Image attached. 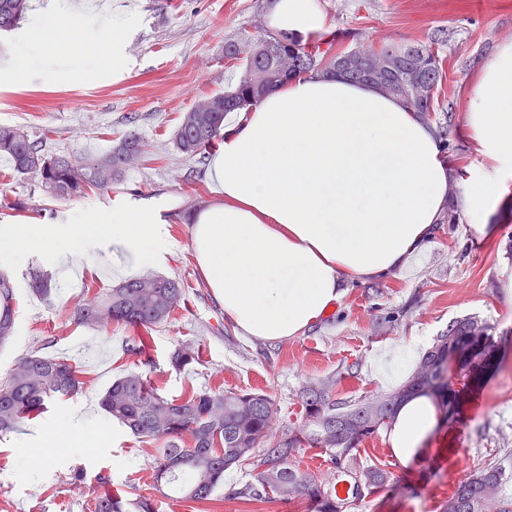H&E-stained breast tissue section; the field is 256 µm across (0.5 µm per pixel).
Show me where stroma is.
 <instances>
[{"label": "stroma", "mask_w": 512, "mask_h": 512, "mask_svg": "<svg viewBox=\"0 0 512 512\" xmlns=\"http://www.w3.org/2000/svg\"><path fill=\"white\" fill-rule=\"evenodd\" d=\"M126 6L120 68L104 52L91 76L72 70L92 47L73 40L58 45L46 69L34 70L16 85L0 84V125L23 126L46 151L92 156L115 145L129 131L146 141V167L130 169L110 191H92L72 200H52L30 177L17 175L0 155V226L65 224L78 209L108 212L132 203L161 210L169 250L155 272L180 279L183 300L163 325L136 330L116 325L97 331L74 323L69 313L79 301L118 284L111 260L77 254L75 270L62 275L47 253L35 251L22 263L0 256L17 292L13 340L0 348V380L16 361L35 351L79 364L84 386L77 396L49 404L18 431L0 436V512H92L101 491L128 499H157L160 512H309L305 502L276 498L245 501L231 491L252 478L232 468L224 487L206 507L161 498L153 486L147 445L107 418L101 393L124 370L151 375L160 394L176 398L187 390L221 388L262 391L274 401V428L303 420V387L337 379L335 398L361 399L386 391L372 368L373 357L402 343L428 348L450 322L475 317L487 322L494 355L484 374L464 392L460 423L437 425L427 452L408 466L395 459L386 431L363 442L361 457L391 474L378 495L353 501L346 512H441L443 501L474 469L512 449V298L501 285L512 269V207L498 208L490 221L494 238L478 236L465 215L437 225L427 253L408 274L350 285L331 313L301 336L277 342L241 336L224 318L198 273L189 249L187 212L218 202L205 164L177 151L173 134L182 112L198 95L235 85L238 69L224 59V43L266 23L270 0H118ZM330 30L344 33L340 48L356 40L439 43L446 79L440 101L453 104L455 149L449 160L478 172L486 164L469 138L463 112L479 66L512 40V0H317ZM53 277L56 289L41 299L28 285L30 268ZM143 345L141 354L129 344ZM194 345L199 361L178 371L170 355ZM82 417L84 427L64 435L52 428L65 413Z\"/></svg>", "instance_id": "obj_1"}]
</instances>
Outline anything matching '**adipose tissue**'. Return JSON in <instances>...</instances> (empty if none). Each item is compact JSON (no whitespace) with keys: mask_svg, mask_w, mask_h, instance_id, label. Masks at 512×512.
I'll list each match as a JSON object with an SVG mask.
<instances>
[{"mask_svg":"<svg viewBox=\"0 0 512 512\" xmlns=\"http://www.w3.org/2000/svg\"><path fill=\"white\" fill-rule=\"evenodd\" d=\"M69 0L30 29L13 84L43 67L50 45L78 38L58 17ZM271 28L304 39L326 20L315 0H275ZM465 125L488 162L483 173L446 163L428 125L369 84L321 73L293 78L252 111L227 113L224 144L210 166L222 203L191 217L189 248L224 315L246 336L281 341L302 334L340 302L349 284L405 271L428 248L440 214L456 204L481 236L512 175V42L482 65L466 101ZM159 211L130 206L102 215L76 211L66 224H13L0 254L25 260L41 250L65 264L76 251L119 243L126 274L163 260ZM440 413L425 396L405 403L388 432L399 464L421 458Z\"/></svg>","mask_w":512,"mask_h":512,"instance_id":"ef3b65f1","label":"adipose tissue"}]
</instances>
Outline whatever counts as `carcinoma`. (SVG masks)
<instances>
[{"label": "carcinoma", "mask_w": 512, "mask_h": 512, "mask_svg": "<svg viewBox=\"0 0 512 512\" xmlns=\"http://www.w3.org/2000/svg\"><path fill=\"white\" fill-rule=\"evenodd\" d=\"M31 9V0H0V33L17 29ZM338 39L331 32L305 42L260 28L226 42L224 58L240 69L239 81L222 93L202 96L182 113L174 137L177 150L188 158L203 155L224 130L226 113L251 110L266 93L283 85L280 54H288L297 77L330 72L344 55L336 49ZM370 51L393 64L386 80L390 95L420 115L436 111L444 69L435 42L391 43ZM0 154L10 157L17 174L37 178L51 197L67 200L112 187L127 172L128 158L137 156L139 165L148 159L149 150L138 133L130 131L115 148L97 156L49 154L24 128L0 125ZM29 277L34 291L51 295L48 274L32 268ZM14 293L11 277L0 271V347L14 337ZM183 293L179 280L147 274L78 302L70 318L97 330L119 323L155 327L169 320ZM489 331V325L474 317L450 322L408 380L389 393L338 401L332 396L336 386L332 378L307 386L302 392L304 424L288 429L268 448L259 444L272 428L273 402L263 392L210 389L168 398L152 385L147 373L130 370L106 388L101 406L133 436L154 445V482L159 492L169 491L173 499L205 504L224 486V471L250 467L256 471L254 481L232 491L236 498L262 500L274 495L288 502L304 500L310 512H343L347 502L336 496V482L349 481L354 499L374 496L389 482L385 470L360 465L357 453L366 439L391 427L406 399L427 396L446 421L458 422L460 398L451 378L465 387L488 365ZM197 358L198 352L182 345L174 350L171 365L181 371ZM82 388L79 365L36 351L21 357L0 383V433L15 431L47 403L70 398ZM306 446L325 451L336 481H320L291 463L296 451ZM93 509L157 512L149 498L131 501L111 494L95 497ZM441 512H512V455L471 471L442 504Z\"/></svg>", "instance_id": "obj_1"}]
</instances>
